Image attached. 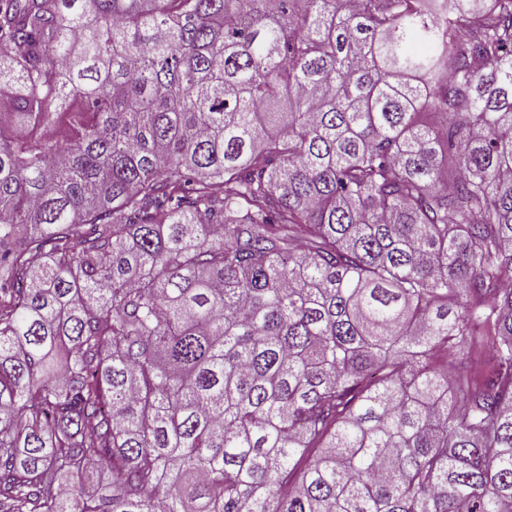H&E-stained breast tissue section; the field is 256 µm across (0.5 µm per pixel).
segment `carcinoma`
I'll list each match as a JSON object with an SVG mask.
<instances>
[{
    "mask_svg": "<svg viewBox=\"0 0 512 512\" xmlns=\"http://www.w3.org/2000/svg\"><path fill=\"white\" fill-rule=\"evenodd\" d=\"M0 512H512V0H0Z\"/></svg>",
    "mask_w": 512,
    "mask_h": 512,
    "instance_id": "1",
    "label": "carcinoma"
}]
</instances>
